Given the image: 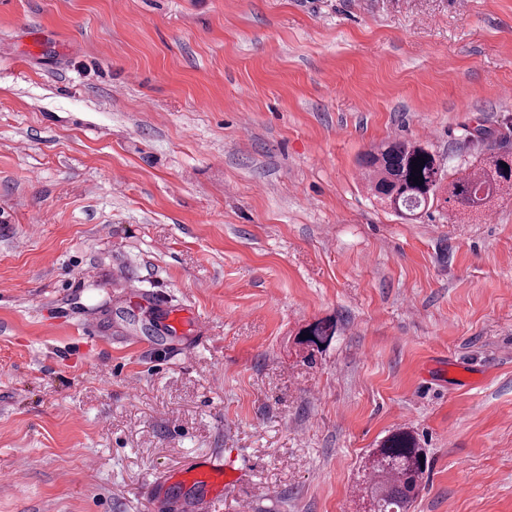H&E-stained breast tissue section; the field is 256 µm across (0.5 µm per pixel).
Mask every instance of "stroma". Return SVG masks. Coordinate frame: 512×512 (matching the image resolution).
Segmentation results:
<instances>
[{"label":"stroma","mask_w":512,"mask_h":512,"mask_svg":"<svg viewBox=\"0 0 512 512\" xmlns=\"http://www.w3.org/2000/svg\"><path fill=\"white\" fill-rule=\"evenodd\" d=\"M471 2L0 0V512H211L171 477L218 452L221 512H363L399 427L411 512H512V191L409 224L358 166L512 153ZM336 331V326L330 322H317L309 326L303 333H309V338L305 342L321 349L329 343ZM424 457V460H421ZM365 512H409L422 486L428 461L411 430L399 428L366 454Z\"/></svg>","instance_id":"stroma-1"}]
</instances>
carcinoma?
Instances as JSON below:
<instances>
[{
    "label": "carcinoma",
    "instance_id": "cac0c4a2",
    "mask_svg": "<svg viewBox=\"0 0 512 512\" xmlns=\"http://www.w3.org/2000/svg\"><path fill=\"white\" fill-rule=\"evenodd\" d=\"M424 158L423 179L413 183L417 158ZM508 168H503V165ZM371 195L399 217L410 220L434 204L444 193V202L459 212H475L485 206L501 187L512 185V156L490 153L479 159L466 175L446 180L443 159L424 144L394 138L366 152L361 161ZM336 331L330 322H317L306 329L305 342L322 348ZM414 432L399 428L378 447L368 451L364 471L367 512H409L422 486L428 461Z\"/></svg>",
    "mask_w": 512,
    "mask_h": 512
}]
</instances>
